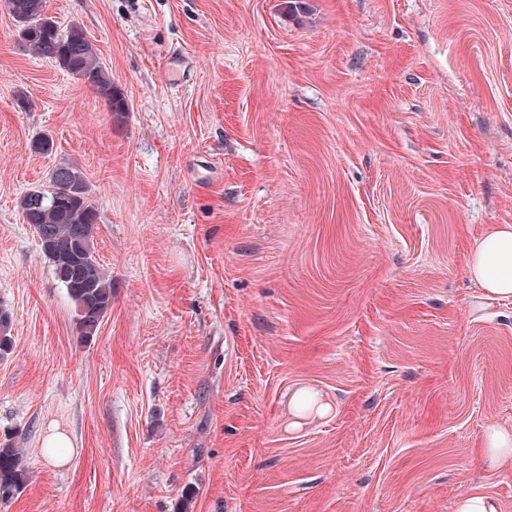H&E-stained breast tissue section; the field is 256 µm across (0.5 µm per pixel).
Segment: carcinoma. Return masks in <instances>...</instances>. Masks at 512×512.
<instances>
[{
    "label": "carcinoma",
    "instance_id": "carcinoma-1",
    "mask_svg": "<svg viewBox=\"0 0 512 512\" xmlns=\"http://www.w3.org/2000/svg\"><path fill=\"white\" fill-rule=\"evenodd\" d=\"M24 48L67 74L80 73L115 115L127 111V101L102 65L96 48L78 22L61 26L46 9V0H7ZM23 220L32 225L42 254L74 306L77 333L96 335L112 308V279L93 251L96 225L101 220L92 189L82 169L60 162L48 173L47 184L28 190L19 201ZM10 309L0 303V358L12 346ZM29 471L24 453L9 438L0 440V502L22 492Z\"/></svg>",
    "mask_w": 512,
    "mask_h": 512
}]
</instances>
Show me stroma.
Segmentation results:
<instances>
[{"mask_svg":"<svg viewBox=\"0 0 512 512\" xmlns=\"http://www.w3.org/2000/svg\"><path fill=\"white\" fill-rule=\"evenodd\" d=\"M47 0L128 112L0 5V512H512V0ZM52 154L35 153L39 134ZM86 174L112 309L89 341L17 205ZM330 410L295 420L293 393ZM73 442L63 458L41 441ZM467 272L486 297L512 296V224H495L476 241ZM487 457L493 465L512 460V433L507 427H491L486 432ZM29 471L24 453L9 438L0 440V502H9L28 483ZM458 512H497L493 500L481 492H470L464 495L457 507Z\"/></svg>","mask_w":512,"mask_h":512,"instance_id":"stroma-1","label":"stroma"}]
</instances>
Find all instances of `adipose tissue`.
Listing matches in <instances>:
<instances>
[{
	"mask_svg": "<svg viewBox=\"0 0 512 512\" xmlns=\"http://www.w3.org/2000/svg\"><path fill=\"white\" fill-rule=\"evenodd\" d=\"M467 272L486 297H512V224L493 225L476 241Z\"/></svg>",
	"mask_w": 512,
	"mask_h": 512,
	"instance_id": "ef3b65f1",
	"label": "adipose tissue"
}]
</instances>
